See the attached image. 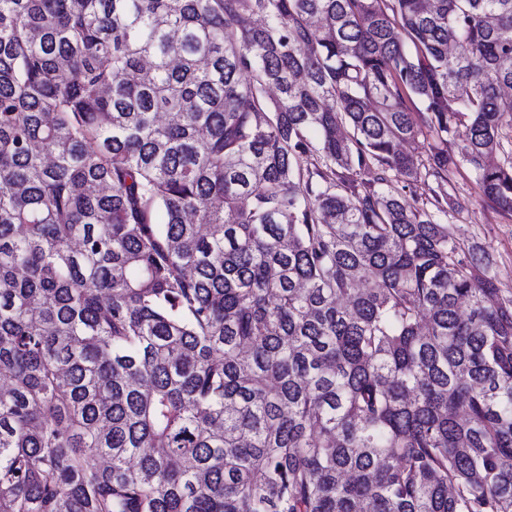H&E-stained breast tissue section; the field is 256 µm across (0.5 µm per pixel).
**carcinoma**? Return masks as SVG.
Here are the masks:
<instances>
[{
  "instance_id": "obj_1",
  "label": "carcinoma",
  "mask_w": 512,
  "mask_h": 512,
  "mask_svg": "<svg viewBox=\"0 0 512 512\" xmlns=\"http://www.w3.org/2000/svg\"><path fill=\"white\" fill-rule=\"evenodd\" d=\"M504 86L512 0H0V512H512L442 223L512 215Z\"/></svg>"
}]
</instances>
